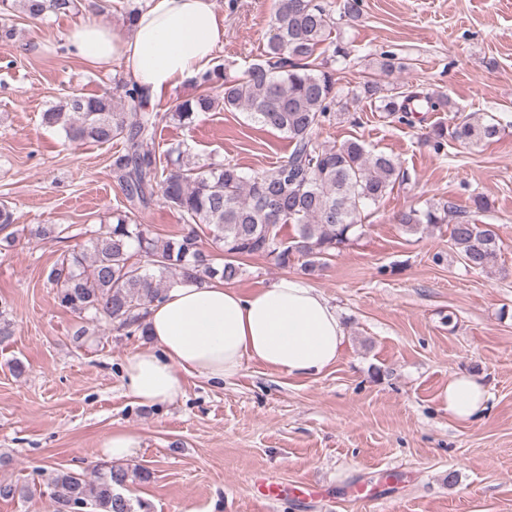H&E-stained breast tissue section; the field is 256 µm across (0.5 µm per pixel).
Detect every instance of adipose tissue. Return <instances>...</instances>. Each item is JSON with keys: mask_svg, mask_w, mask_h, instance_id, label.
<instances>
[{"mask_svg": "<svg viewBox=\"0 0 512 512\" xmlns=\"http://www.w3.org/2000/svg\"><path fill=\"white\" fill-rule=\"evenodd\" d=\"M73 54L97 69L123 62L150 101L211 68L224 45L217 0H147L131 33L100 22L74 25ZM149 348L127 358L124 386L142 404L180 397L185 379L221 382L257 362L292 377H313L339 360L346 336L336 309L308 281L280 277L250 294L214 279L173 284L144 320ZM484 385L469 374L449 378L442 408L470 423L486 408Z\"/></svg>", "mask_w": 512, "mask_h": 512, "instance_id": "adipose-tissue-1", "label": "adipose tissue"}]
</instances>
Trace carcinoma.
<instances>
[{
    "instance_id": "obj_1",
    "label": "carcinoma",
    "mask_w": 512,
    "mask_h": 512,
    "mask_svg": "<svg viewBox=\"0 0 512 512\" xmlns=\"http://www.w3.org/2000/svg\"><path fill=\"white\" fill-rule=\"evenodd\" d=\"M80 6L81 0H3L0 12L17 11L36 20L48 12L77 13ZM333 24L328 0H278L265 58L234 75L221 67L207 71L194 80L200 93L166 113L171 121L190 124L198 113L220 105L284 134L293 146L288 157L251 176L230 162H186L187 152L179 144L165 158L157 157L153 145L159 114L148 109L136 85L121 79L113 93H74L43 113V123L60 128L70 143H123L113 155L112 169L125 209L92 231L85 249L49 271L60 307L89 315L91 323L140 329L148 307L164 298L174 277L196 282L217 277L231 283L242 275L240 260L255 255L283 269L299 260L304 273L314 277L324 259L354 241L362 213L393 189L400 165L390 155L372 154L357 140L339 146L317 140L337 97L335 73L328 60L316 55ZM354 95L379 103V111L408 124L413 103L423 102L427 112L442 105L429 96L390 92L377 78L364 81ZM500 133L498 124L474 112L456 117L449 127L433 126L430 142L438 153L450 138L478 144ZM158 196L187 219L182 233L155 238L131 218ZM451 210L447 204H430L401 213L398 223L414 233L448 223ZM288 224L295 229L290 237L281 233ZM200 225L224 253L222 261L202 246ZM449 240L465 266L487 271L498 265L502 241L494 225L463 219L452 225ZM149 478L145 468L108 463L94 465L90 477L54 469L46 486L55 512H151L148 502L134 504L122 493L128 483Z\"/></svg>"
}]
</instances>
